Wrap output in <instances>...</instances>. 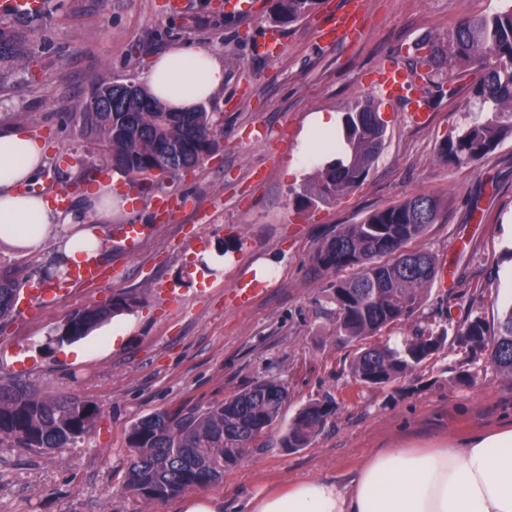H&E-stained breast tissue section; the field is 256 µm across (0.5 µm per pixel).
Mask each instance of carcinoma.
I'll use <instances>...</instances> for the list:
<instances>
[{"label": "carcinoma", "instance_id": "cac0c4a2", "mask_svg": "<svg viewBox=\"0 0 512 512\" xmlns=\"http://www.w3.org/2000/svg\"><path fill=\"white\" fill-rule=\"evenodd\" d=\"M319 0H275L271 22L294 23L312 12ZM411 71L441 90L435 76L448 82L474 75L470 96L479 104L472 123L441 142L437 157L451 167H463L494 152L512 138V10L464 19L443 37L425 38L412 48ZM25 39L0 27V81L28 62ZM111 80L96 83L78 106L77 117L87 138L134 182L154 172L176 173L197 167L218 148L212 113L203 105L191 112H172L143 87L132 95L103 91ZM386 125L372 99L356 101L343 116L342 136L322 141L313 156L316 181L297 195L296 205L330 204L360 186L382 152ZM440 198L418 194L375 210L358 224H345L318 250L319 270L345 278L329 283L328 297L336 308V341L365 342L350 362L355 383L384 386L406 377L447 341L448 332L434 339L429 328L416 327L402 346L374 341L381 331L425 305L428 286L439 263L427 251L408 245L436 223ZM22 285L17 270L0 269V322L12 316ZM138 298L118 294L112 302L73 312L65 333L50 338L62 345L86 337L103 323L130 311ZM458 339L492 348L491 362L512 378V304L502 312L492 333L480 317L466 319L454 331ZM288 403V391L275 378L257 381L205 410L159 411L134 422L127 435L133 458L125 488L137 499L160 503L184 491L203 487L235 466L253 444L276 429ZM332 402H312L301 408L281 433L287 450L305 448L335 412ZM96 407L75 396L39 393L21 380L0 381V445L45 452L70 444L94 425Z\"/></svg>", "mask_w": 512, "mask_h": 512}]
</instances>
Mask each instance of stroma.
<instances>
[{"mask_svg":"<svg viewBox=\"0 0 512 512\" xmlns=\"http://www.w3.org/2000/svg\"><path fill=\"white\" fill-rule=\"evenodd\" d=\"M47 0L40 24L5 16L34 56L0 84V126L38 137L48 161L62 170L39 176L37 191L70 192L86 206L82 187L103 156L74 114L92 83L139 82L152 58L170 45H205L224 59L223 89L207 104L219 149L199 167L142 180L130 216L105 228L99 256L106 278L78 285L61 299L18 308L0 328V380L19 378L41 391L73 395L98 409L93 427L49 452L0 446V512H177V498L144 507L123 490L132 452L126 435L137 419L182 406L207 408L254 381L276 378L288 390L285 418L308 403L335 399L336 412L312 443L295 452L267 434L223 477L201 487L218 512H246L248 501L304 479L343 480L378 448L448 438L512 421V380L487 353L448 338L406 378L355 384L353 347L334 337V306L317 250L341 224L418 194L441 198L436 224L415 241L446 262L451 284L434 281L421 311L382 331L395 346L416 326L452 332L467 315L496 323L512 302V138L482 160L451 168L437 159L449 134L475 115L467 79L452 97L435 99L426 124H412L409 104H381L384 148L366 180L329 204L296 208L315 163L300 158L301 137L315 112L344 114L358 99L377 98L374 83L389 61L407 66L408 51L459 20L512 8V0H363L361 33L322 36L348 0H321L306 18L280 30L277 54L254 45L270 27L274 0L248 13H228L224 0ZM181 204L169 224L155 223L152 199ZM479 205L482 221L471 220ZM146 232L130 241L126 224ZM206 252L223 254L218 267ZM259 279L261 292L232 305L236 282ZM139 303L88 336L60 346L47 339L74 310L117 294ZM469 385L454 384L458 372Z\"/></svg>","mask_w":512,"mask_h":512,"instance_id":"obj_1","label":"stroma"}]
</instances>
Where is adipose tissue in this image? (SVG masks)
Returning a JSON list of instances; mask_svg holds the SVG:
<instances>
[{"label":"adipose tissue","instance_id":"1","mask_svg":"<svg viewBox=\"0 0 512 512\" xmlns=\"http://www.w3.org/2000/svg\"><path fill=\"white\" fill-rule=\"evenodd\" d=\"M224 60L211 48L174 45L142 75L149 93L183 112L224 86ZM46 166L39 139L0 131V247L35 255L54 248L64 267L94 258L104 245L97 226L130 200L104 185L84 211L64 212L25 192ZM248 512H512V424L477 430L434 447L387 448L373 454L346 485L295 482L252 499Z\"/></svg>","mask_w":512,"mask_h":512}]
</instances>
